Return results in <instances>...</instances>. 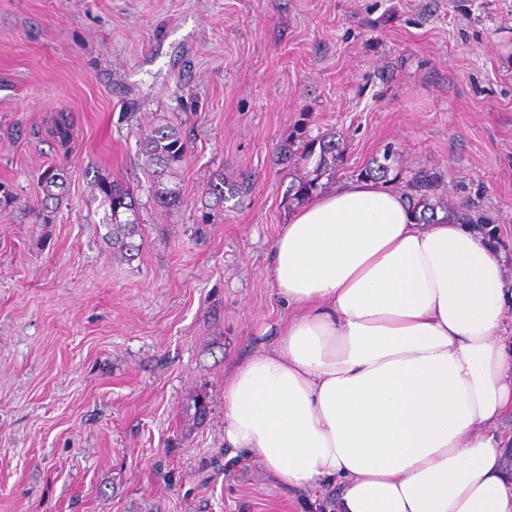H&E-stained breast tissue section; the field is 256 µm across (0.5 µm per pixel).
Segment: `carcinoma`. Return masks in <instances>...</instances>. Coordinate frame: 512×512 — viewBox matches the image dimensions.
Masks as SVG:
<instances>
[{"instance_id":"obj_1","label":"carcinoma","mask_w":512,"mask_h":512,"mask_svg":"<svg viewBox=\"0 0 512 512\" xmlns=\"http://www.w3.org/2000/svg\"><path fill=\"white\" fill-rule=\"evenodd\" d=\"M54 135L61 146L70 143L73 137L71 118L61 113L56 117ZM319 158L312 172L299 178L289 187L292 200L305 202L309 200L320 188L319 180L324 176H334L336 173V161L339 160L341 151L339 144L334 140L312 139L303 146L301 157L310 159L314 154ZM142 154L147 164L156 166L165 172L181 164L185 159V146L182 137L175 128L170 126L155 127L145 131L142 141ZM384 162L377 163L360 173L363 178L375 180L383 179L391 183L402 179L403 172L392 171L388 164L391 160L390 153L383 155ZM63 178L62 168L57 165L46 167L38 176V183L51 200H58L52 189L61 185ZM439 177L428 171H419L405 180L407 190L406 198L412 209L420 212L419 220L425 224H438L443 221L456 222L458 224H486L487 217L472 203H463L459 206L449 207L437 193ZM97 190L101 196V205L105 206L102 224L107 228L106 237L112 240V247L124 252H133L140 249L134 243V238L140 235V224L133 219L125 221L120 216L128 212H135L134 200L130 191L122 184L108 177L98 180ZM243 195L248 192V185L244 183L224 186V178L210 183L207 194L224 201L226 195ZM152 192L160 203L165 205H177L181 198L177 191L164 183L162 177L152 184Z\"/></svg>"}]
</instances>
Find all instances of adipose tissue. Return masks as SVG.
<instances>
[{"label":"adipose tissue","instance_id":"1","mask_svg":"<svg viewBox=\"0 0 512 512\" xmlns=\"http://www.w3.org/2000/svg\"><path fill=\"white\" fill-rule=\"evenodd\" d=\"M270 266L290 316L224 384V444L336 512H512V283L469 224H421L348 181L283 225Z\"/></svg>","mask_w":512,"mask_h":512}]
</instances>
